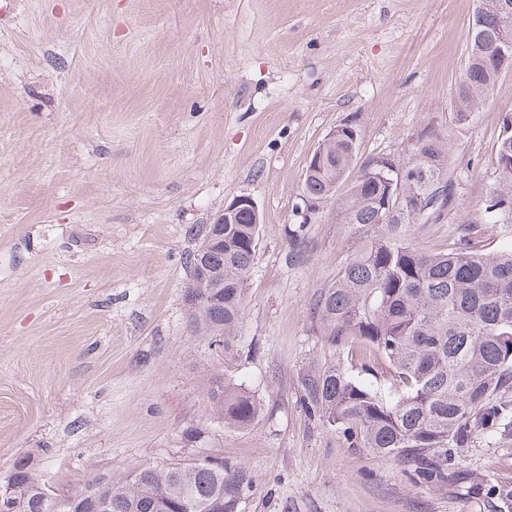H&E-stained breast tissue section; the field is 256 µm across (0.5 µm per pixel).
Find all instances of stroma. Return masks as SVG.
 <instances>
[{
  "label": "stroma",
  "mask_w": 512,
  "mask_h": 512,
  "mask_svg": "<svg viewBox=\"0 0 512 512\" xmlns=\"http://www.w3.org/2000/svg\"><path fill=\"white\" fill-rule=\"evenodd\" d=\"M0 23V476L31 456L58 498L97 476L206 455L247 464L242 512H496L512 433L471 434L447 487L351 448L306 412L300 380L334 360L313 303L356 246L330 199L304 223L318 144L354 122L350 189L378 156L447 137L454 195L407 236L437 253L499 247L512 71L454 119L477 0H18ZM262 214L228 347L187 321L186 258L235 196ZM251 392L250 426L207 391ZM207 400L211 412L220 423L238 428L250 426L261 409L250 392L221 380L211 385Z\"/></svg>",
  "instance_id": "1"
}]
</instances>
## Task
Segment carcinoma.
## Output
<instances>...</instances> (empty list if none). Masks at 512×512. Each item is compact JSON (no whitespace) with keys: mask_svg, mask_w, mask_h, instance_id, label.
Returning <instances> with one entry per match:
<instances>
[{"mask_svg":"<svg viewBox=\"0 0 512 512\" xmlns=\"http://www.w3.org/2000/svg\"><path fill=\"white\" fill-rule=\"evenodd\" d=\"M500 0H478L484 25L471 35L455 106L456 123L468 122L493 91L502 70L493 49L512 14ZM359 149L352 123L336 129L325 146L327 162L305 176L303 193L322 203L332 198ZM447 139L437 133L411 147L396 168L367 165L337 213L364 242L320 289L314 314L321 336L348 354L358 349L388 365L386 387L356 378L344 362H330L302 380L311 416L341 433L351 448H368L406 466L414 486L448 485V460L478 428L486 436L512 428V114L503 119L498 144L500 179L484 203L489 223L509 244L484 251L468 243L430 254L407 241L411 224L438 222L451 194L434 189L448 176ZM206 225L188 257L195 272L206 258L224 284L222 300L188 311L198 335L235 336L241 322L248 273L259 225L242 209L224 225V240ZM214 417L250 426L260 405L250 392L221 380L207 392ZM18 489L8 512H241L253 488L248 466L205 456L167 467L140 465L123 475L94 479L59 499L39 479L26 456L6 473Z\"/></svg>","mask_w":512,"mask_h":512,"instance_id":"cac0c4a2","label":"carcinoma"}]
</instances>
